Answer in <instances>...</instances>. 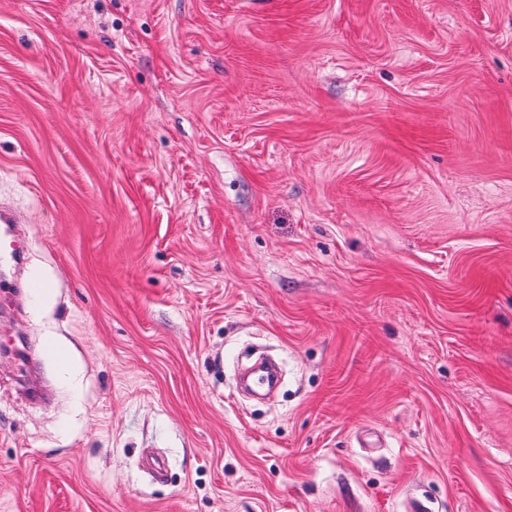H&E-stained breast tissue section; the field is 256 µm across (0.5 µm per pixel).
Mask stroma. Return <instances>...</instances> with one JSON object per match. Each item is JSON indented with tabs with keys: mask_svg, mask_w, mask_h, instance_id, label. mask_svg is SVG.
I'll use <instances>...</instances> for the list:
<instances>
[{
	"mask_svg": "<svg viewBox=\"0 0 512 512\" xmlns=\"http://www.w3.org/2000/svg\"><path fill=\"white\" fill-rule=\"evenodd\" d=\"M2 210L0 512H512V0H0Z\"/></svg>",
	"mask_w": 512,
	"mask_h": 512,
	"instance_id": "35a3bbf8",
	"label": "stroma"
}]
</instances>
